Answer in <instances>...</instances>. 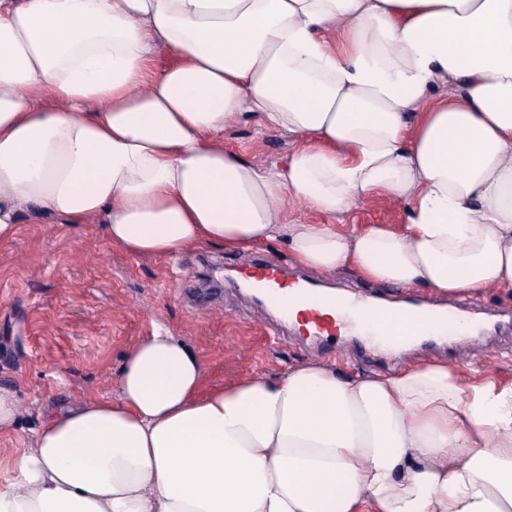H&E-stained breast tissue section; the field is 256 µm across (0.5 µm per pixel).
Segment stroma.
I'll use <instances>...</instances> for the list:
<instances>
[{"mask_svg":"<svg viewBox=\"0 0 512 512\" xmlns=\"http://www.w3.org/2000/svg\"><path fill=\"white\" fill-rule=\"evenodd\" d=\"M224 143L264 166L291 148L287 135L263 131L249 116L225 129ZM404 218L402 202L379 198L336 221L400 224ZM247 261L219 248L175 260L128 256L113 251L93 226L22 219L15 238L0 244V383L16 387L21 410L15 431L0 434V461L24 448L46 409L110 398L123 355L156 324L195 348L212 386L255 372L276 378L313 357L290 326L233 284ZM325 356L343 357L344 371L362 375L407 362L356 336L335 337ZM414 356L464 358L512 384V330L506 328L483 357L466 340L426 344Z\"/></svg>","mask_w":512,"mask_h":512,"instance_id":"1","label":"stroma"}]
</instances>
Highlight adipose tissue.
I'll return each mask as SVG.
<instances>
[{"instance_id": "obj_1", "label": "adipose tissue", "mask_w": 512, "mask_h": 512, "mask_svg": "<svg viewBox=\"0 0 512 512\" xmlns=\"http://www.w3.org/2000/svg\"><path fill=\"white\" fill-rule=\"evenodd\" d=\"M246 114L282 166L225 146ZM372 198L404 223L286 211ZM44 217L131 256L282 238L326 276L512 290V0H0V241ZM9 472L0 512H512V386L311 360L211 387L156 325ZM404 203L386 199H374L366 202L350 212L336 215V219L306 209H296L290 218L310 223L331 222L332 224H401L404 223Z\"/></svg>"}]
</instances>
